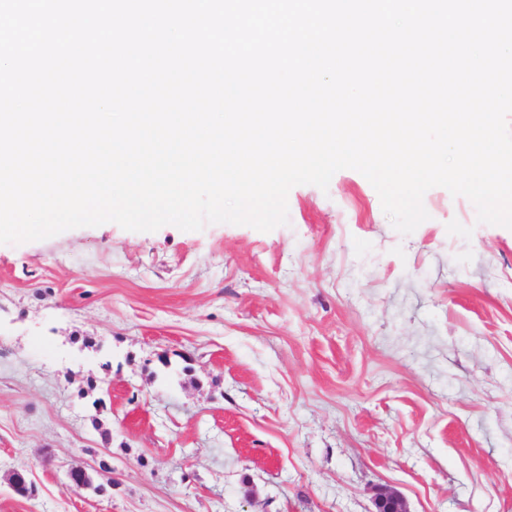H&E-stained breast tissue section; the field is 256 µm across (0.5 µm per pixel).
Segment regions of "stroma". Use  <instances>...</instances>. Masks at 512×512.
<instances>
[{"label": "stroma", "instance_id": "1", "mask_svg": "<svg viewBox=\"0 0 512 512\" xmlns=\"http://www.w3.org/2000/svg\"><path fill=\"white\" fill-rule=\"evenodd\" d=\"M423 205L342 169L269 232L0 244V512H512V229ZM374 503L375 512H408L402 494L390 487L379 488Z\"/></svg>", "mask_w": 512, "mask_h": 512}]
</instances>
